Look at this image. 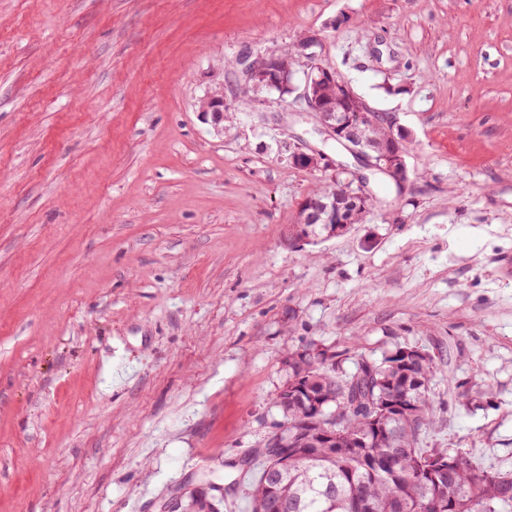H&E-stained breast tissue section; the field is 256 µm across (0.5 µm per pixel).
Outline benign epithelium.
I'll list each match as a JSON object with an SVG mask.
<instances>
[{
	"label": "benign epithelium",
	"mask_w": 512,
	"mask_h": 512,
	"mask_svg": "<svg viewBox=\"0 0 512 512\" xmlns=\"http://www.w3.org/2000/svg\"><path fill=\"white\" fill-rule=\"evenodd\" d=\"M318 44V34L308 33L304 45L306 52L303 53V78L295 88L293 102L315 117L321 132L360 156L368 167L404 183L407 180L405 135L394 129L380 112H354L349 108L353 89L313 51ZM239 63V78L246 83L251 81L269 89H282L288 84L291 68L277 53L256 57L244 54ZM225 110L224 88L218 87L200 102L198 117L218 128L223 126ZM290 161L294 166L308 169L332 166L325 154L302 149L293 152ZM367 199L368 194L361 183L355 191L344 185L322 197L307 196L299 204L290 237L303 240L320 234L327 237L342 235L352 226L354 213L364 209Z\"/></svg>",
	"instance_id": "benign-epithelium-1"
}]
</instances>
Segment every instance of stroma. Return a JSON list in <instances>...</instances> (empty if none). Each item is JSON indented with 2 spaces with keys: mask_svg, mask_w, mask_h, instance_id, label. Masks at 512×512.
<instances>
[{
  "mask_svg": "<svg viewBox=\"0 0 512 512\" xmlns=\"http://www.w3.org/2000/svg\"><path fill=\"white\" fill-rule=\"evenodd\" d=\"M318 31L408 135V179L292 241L354 165L309 113L231 93ZM228 88L223 129L198 102ZM512 0H0V512H163L283 422L288 354L433 360L423 448L512 470ZM291 164L294 166L308 168V169H328L332 167V162L323 153L314 151H305L298 149L290 156Z\"/></svg>",
  "mask_w": 512,
  "mask_h": 512,
  "instance_id": "35a3bbf8",
  "label": "stroma"
}]
</instances>
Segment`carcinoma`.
Listing matches in <instances>:
<instances>
[{
	"mask_svg": "<svg viewBox=\"0 0 512 512\" xmlns=\"http://www.w3.org/2000/svg\"><path fill=\"white\" fill-rule=\"evenodd\" d=\"M392 349L381 360L359 357L345 370L336 357L321 359L303 350L289 359L288 380L324 395L323 411L312 401L278 392L275 406L284 417L279 425L288 463L256 451L244 461H259L260 475L247 488L251 512H512V472L473 465L463 448H420V432L434 421L431 392L432 359L399 365ZM410 405L406 413L384 412L386 401ZM346 410L341 422L331 419ZM392 436L373 434L374 418ZM445 455L451 475L426 474L423 461ZM277 479L278 497L267 491Z\"/></svg>",
	"mask_w": 512,
	"mask_h": 512,
	"instance_id": "cac0c4a2",
	"label": "carcinoma"
}]
</instances>
